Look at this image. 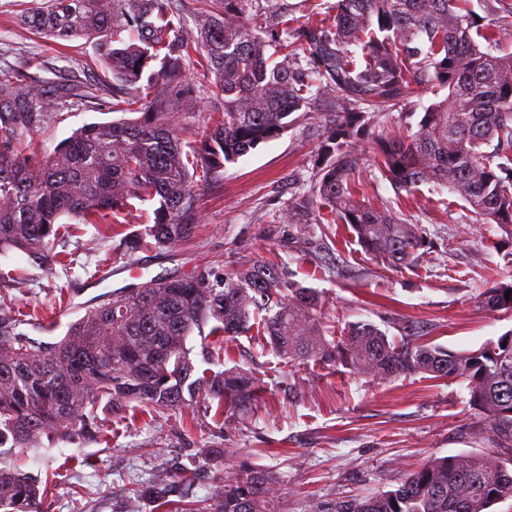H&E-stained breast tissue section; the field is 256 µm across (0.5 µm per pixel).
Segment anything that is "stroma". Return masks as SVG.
<instances>
[{"mask_svg":"<svg viewBox=\"0 0 512 512\" xmlns=\"http://www.w3.org/2000/svg\"><path fill=\"white\" fill-rule=\"evenodd\" d=\"M31 0H0V70L45 68L59 80L103 77L95 50L83 39L52 41L30 30L22 14ZM424 89L393 110L368 114V134L355 141L360 176L374 203L400 211L424 227L433 245L411 267L395 270L371 259L344 224H277L274 215L309 196L318 153L328 135L321 105L280 138L226 165L223 179L200 197L193 239L173 250L128 252V238L143 232L152 203H136L122 224H77L59 244L62 257L43 266L19 253L0 255L11 272L6 289L35 326L53 322L63 335L76 313L68 298L88 305L103 294L166 273L196 271L212 282L261 254L284 267L292 281L317 289L330 317L370 321L389 338L411 334L452 351L475 350L512 332V312L486 310L480 298L512 282V238L482 223L449 191L428 185L406 193L382 178L374 140L416 126L436 101ZM111 116L72 107L37 139L54 149L73 130ZM128 264L103 285L88 282L108 264ZM224 366L254 376L263 392L244 408L218 411L202 399L165 414L130 406L123 416L103 415L98 437L69 442L48 433L24 448L0 451V467H17L46 486L43 512H171L140 498L146 482L165 478L175 463L208 448L222 449L201 484L246 465L276 471L282 512H311L336 498H366L396 488L432 458L482 454L492 448L483 415L469 404L465 383L424 374L376 380L308 362L280 363L256 333L224 344Z\"/></svg>","mask_w":512,"mask_h":512,"instance_id":"1","label":"stroma"}]
</instances>
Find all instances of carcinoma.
I'll return each instance as SVG.
<instances>
[{
	"mask_svg": "<svg viewBox=\"0 0 512 512\" xmlns=\"http://www.w3.org/2000/svg\"><path fill=\"white\" fill-rule=\"evenodd\" d=\"M253 2L200 0L198 29L189 33L186 0H39L24 23L48 39L93 42L112 75V100L77 79L0 72V254L43 265L67 231L63 218L117 224L132 199L156 203L135 248L173 249L193 238L200 191L224 166L280 137L295 113L319 100L332 112L317 183L278 222L299 224L315 206L327 223L349 225L365 253L394 269L412 266L428 245L426 231L371 203L352 144L365 134L367 110H391L428 85L447 95L426 107L417 130L377 139L382 177L406 192L446 188L512 236V51L479 24L469 0H336L327 25L275 13L259 28L249 24ZM283 33L293 40L279 43L278 61L268 47ZM195 65L214 103L202 139L191 143L180 137L175 112L199 111ZM71 106L138 117L85 124L43 152L34 136ZM509 290L512 283L492 286L483 304L511 312ZM209 323L211 335L227 340L260 327L290 365L313 360L379 380L458 379L500 449L435 458L393 490L322 503L317 512H489L512 499V333L454 352L395 341L368 321L337 330L316 289L264 257L226 275L220 288L194 272L131 284L53 338L30 335L1 295L0 448H22L47 431L90 440L98 411L117 416L133 402L152 414L174 411L188 396L220 408L252 404L255 379L201 370L190 357L188 337ZM201 463L178 466L177 483L154 481L140 497L163 504L176 493L184 512H280L272 472L244 469L200 497ZM42 497L35 478L0 467V512H41Z\"/></svg>",
	"mask_w": 512,
	"mask_h": 512,
	"instance_id": "1",
	"label": "carcinoma"
}]
</instances>
